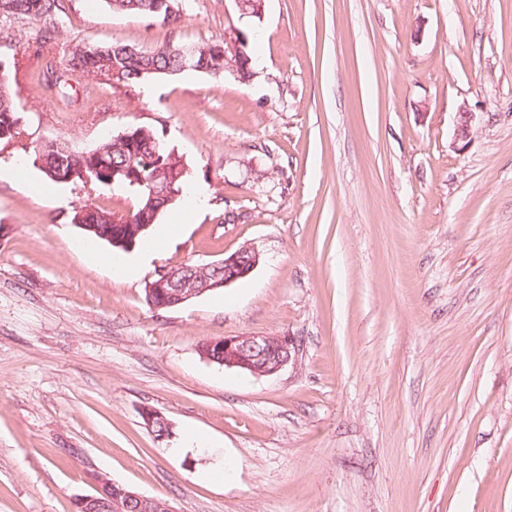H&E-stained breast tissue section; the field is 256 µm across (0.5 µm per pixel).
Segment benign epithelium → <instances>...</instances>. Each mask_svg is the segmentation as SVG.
I'll return each instance as SVG.
<instances>
[{
	"label": "benign epithelium",
	"instance_id": "benign-epithelium-1",
	"mask_svg": "<svg viewBox=\"0 0 512 512\" xmlns=\"http://www.w3.org/2000/svg\"><path fill=\"white\" fill-rule=\"evenodd\" d=\"M241 16L262 19L264 0H235ZM224 44L231 54L224 55V72L239 77L240 71L250 70L251 59L245 52L248 35L239 29L224 34ZM456 139L471 140V114L464 109L459 112L455 129ZM169 164L173 172L156 174L152 183L151 198L174 202L181 192L175 190V182L185 173L186 167L174 153H169ZM160 210L142 212L139 223L130 225L134 236H116L115 245L131 248L135 235L147 230L157 219ZM261 254L253 246H243L223 259L197 266H164L146 283L147 301L154 310L184 304L215 288L226 287L241 278L249 276L259 265ZM299 348L292 336L266 334H245L224 336L206 340L202 356L209 362H219L228 368H237L257 376L274 375L295 363ZM142 418L146 425L155 428L163 424L161 437L170 435L171 423L157 410L145 408ZM136 512H157V501L135 492L120 489V496L100 499L95 495H81L74 499L76 512H121L132 506Z\"/></svg>",
	"mask_w": 512,
	"mask_h": 512
}]
</instances>
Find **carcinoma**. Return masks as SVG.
I'll return each instance as SVG.
<instances>
[{
    "label": "carcinoma",
    "mask_w": 512,
    "mask_h": 512,
    "mask_svg": "<svg viewBox=\"0 0 512 512\" xmlns=\"http://www.w3.org/2000/svg\"><path fill=\"white\" fill-rule=\"evenodd\" d=\"M115 12L147 15L160 24H175L181 15H168V6L160 5L156 0H105ZM63 0H0V16H28L48 21L40 32L39 46L45 48L55 39L56 26L52 19L63 11ZM180 44L166 43L152 50L139 54H128L122 45H95L75 49L67 61V69L81 70L93 77H106L107 84H112L108 69L117 67V82L122 87L139 84L158 76L163 71L174 75L182 71ZM197 61L206 67L224 70V43H206L197 45ZM11 66L0 60V143H10L23 133L21 115L11 91ZM131 133L136 138L127 145V151H112V137H106L101 143L103 154L94 156L88 150H78L64 143L48 142L35 152L36 157L48 167L63 169L74 174L71 183L91 188L108 186L112 183L131 188L136 197V206L129 218L117 216L93 204H86L88 213L83 223L95 224L97 229L87 231L91 237L107 240L122 231L123 223L133 224L137 216L148 205V186L155 173L161 167L169 165L167 160L154 158L155 140L159 139L153 128L145 134L139 133V126H131ZM119 170L112 175V169Z\"/></svg>",
    "instance_id": "cac0c4a2"
}]
</instances>
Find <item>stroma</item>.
<instances>
[{"label": "stroma", "instance_id": "1", "mask_svg": "<svg viewBox=\"0 0 512 512\" xmlns=\"http://www.w3.org/2000/svg\"><path fill=\"white\" fill-rule=\"evenodd\" d=\"M161 26L66 0L50 51L223 41L248 82L184 71L59 95L28 52L12 76L23 145H0V512H72L97 471L171 512H512V0H179ZM472 138L454 136L461 109ZM154 128L202 190L131 281L69 216L135 205L122 187L48 182L46 142L90 149ZM251 244L247 278L150 308L163 266ZM292 335L295 364L254 376L206 339ZM173 425L159 439L141 417ZM213 447L184 446V430ZM226 469L223 481L204 479Z\"/></svg>", "mask_w": 512, "mask_h": 512}]
</instances>
